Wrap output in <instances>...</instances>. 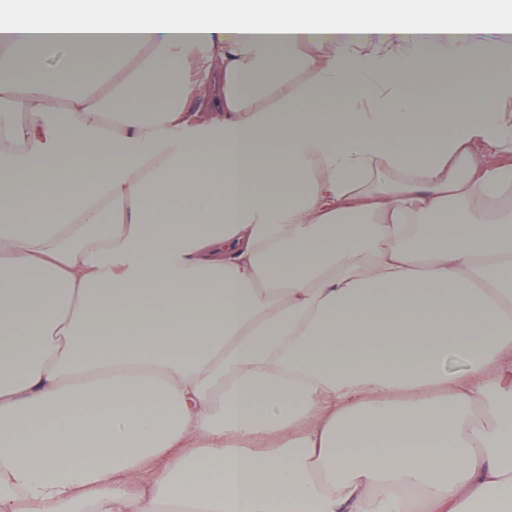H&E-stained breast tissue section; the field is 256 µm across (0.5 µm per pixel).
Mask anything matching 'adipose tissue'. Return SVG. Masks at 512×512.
Instances as JSON below:
<instances>
[{"label":"adipose tissue","mask_w":512,"mask_h":512,"mask_svg":"<svg viewBox=\"0 0 512 512\" xmlns=\"http://www.w3.org/2000/svg\"><path fill=\"white\" fill-rule=\"evenodd\" d=\"M2 50L0 512H512V0H13ZM494 75V72H488L485 77L483 76H475L473 79L475 82L468 84L463 87H454L453 85H441L430 89L419 95L418 100L416 101V105L421 107H432L435 105H442L448 102L455 94L464 91V90H473L480 86V83L483 79L491 77Z\"/></svg>","instance_id":"adipose-tissue-1"}]
</instances>
